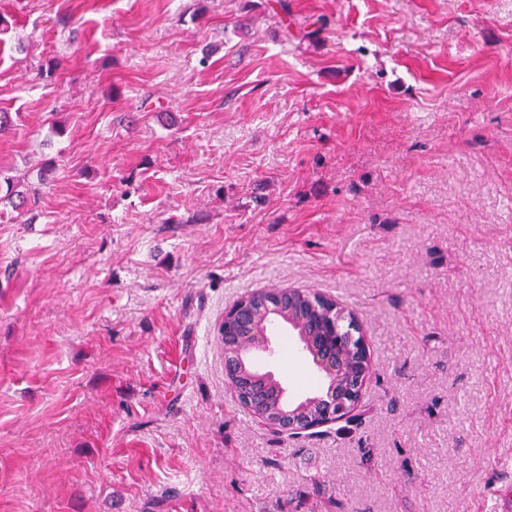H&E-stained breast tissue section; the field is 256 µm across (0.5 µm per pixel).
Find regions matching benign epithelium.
Wrapping results in <instances>:
<instances>
[{"mask_svg":"<svg viewBox=\"0 0 512 512\" xmlns=\"http://www.w3.org/2000/svg\"><path fill=\"white\" fill-rule=\"evenodd\" d=\"M300 288H274L247 295L224 312L220 341L224 373L239 402L248 410L263 409L258 419L290 434L310 431L347 419L361 402L370 371V351L365 337L358 338V356L350 361V349L340 336L336 318L323 316L313 300L297 301ZM279 319L296 332L315 366L329 379L326 396L310 397L283 408L282 389L251 364L250 351L266 341L268 326Z\"/></svg>","mask_w":512,"mask_h":512,"instance_id":"1","label":"benign epithelium"}]
</instances>
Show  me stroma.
<instances>
[{"label": "stroma", "instance_id": "1", "mask_svg": "<svg viewBox=\"0 0 512 512\" xmlns=\"http://www.w3.org/2000/svg\"><path fill=\"white\" fill-rule=\"evenodd\" d=\"M0 13V173L30 190L0 204V512H491L512 0ZM288 286L368 339L355 421L277 431L224 377L225 308ZM269 345L290 400L326 391L295 336Z\"/></svg>", "mask_w": 512, "mask_h": 512}]
</instances>
